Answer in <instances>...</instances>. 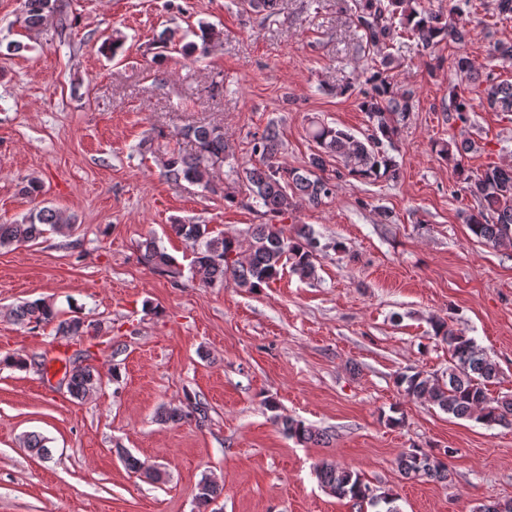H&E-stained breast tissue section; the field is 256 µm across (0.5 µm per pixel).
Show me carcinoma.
<instances>
[{"instance_id":"obj_1","label":"carcinoma","mask_w":512,"mask_h":512,"mask_svg":"<svg viewBox=\"0 0 512 512\" xmlns=\"http://www.w3.org/2000/svg\"><path fill=\"white\" fill-rule=\"evenodd\" d=\"M281 0H239L246 12L265 19L278 14ZM63 17L60 0H23L22 22L29 31H39L49 18ZM349 19L360 32L358 51L370 60L366 71L365 89L360 108L368 117V132L359 138L354 133L324 122L313 121L308 137L314 144L305 166L287 169L280 164L283 147L280 130L270 124L251 140V163L242 168L241 181L248 198L262 209V214L285 217L305 203L317 207L333 195L336 183L326 173V158L339 156L347 174L364 183L395 180L399 177V163L393 151L399 125L407 121L414 108V92L397 87L390 72L400 65L391 49L402 35L412 37L426 50H435L442 42L451 41L465 47L471 35L470 12L457 7L451 15L432 11L421 0H352ZM194 41H185L170 28L156 35L158 58L177 48L184 54L205 56L215 40L214 29L199 23L192 32ZM455 70L460 80L475 87H483L486 103L494 112L512 113V82L500 79L492 69L480 71L470 60L459 56ZM455 113L456 120L465 125L473 111L471 100L454 95L443 107ZM174 137L191 143V151L171 149L164 153L162 175L167 182L181 186L206 185L212 167L228 156L224 141V127L219 125L187 126ZM471 148V141L463 138L442 143L435 149L437 155L454 163L463 180V190L477 203V213L466 218L471 233L493 246H512V167L489 166L472 174L465 168L463 155ZM57 232L71 231V218L54 207H42L30 212L22 220L0 224V247L23 245L39 239L45 227ZM171 230L192 243V268L205 284L222 283L231 279L241 288L258 292L267 288L284 270L302 279L316 274V260L323 250L319 239L307 224H254L244 239L213 235L206 224H172ZM142 259L154 270L178 273L176 259L160 248L152 239L141 243ZM9 316L17 322L49 325L57 323L56 333L62 336H97L101 323L86 321L79 316L58 320V312L43 299L24 302L11 309ZM434 336L448 344L450 360L445 375L438 377L418 370L403 373L397 384L413 398L423 399L456 418H473L486 425L512 424V394L493 398L487 386L497 377V364L477 347L474 340L455 333L444 320L432 324ZM100 381L99 374L90 367L72 371L68 378L70 395L84 400L92 395ZM199 419L206 418V404L200 400L188 404ZM189 412V413H191ZM180 409L160 413L162 421H180L189 416ZM283 432L299 444L317 443L321 434L301 420L286 415L276 416ZM401 473L411 479L448 478V466L439 457L420 448H410L397 458ZM316 475L321 485L332 493L348 498L354 504L365 503L376 512H400L397 498L377 494L353 470L323 462ZM221 489L204 478L198 484L195 496L198 512H208Z\"/></svg>"}]
</instances>
